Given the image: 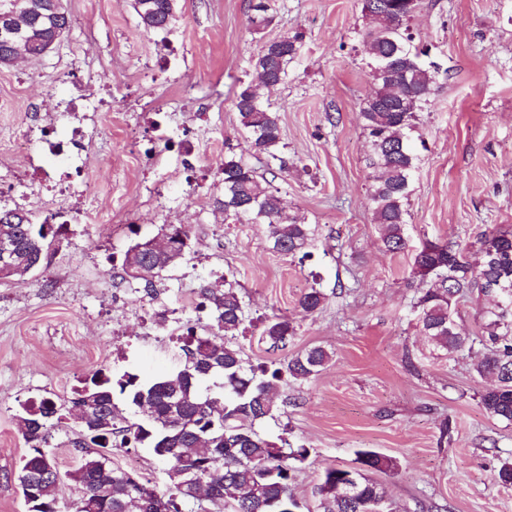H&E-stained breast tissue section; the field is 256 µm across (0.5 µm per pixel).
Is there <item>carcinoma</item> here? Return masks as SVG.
I'll return each instance as SVG.
<instances>
[{
	"instance_id": "carcinoma-1",
	"label": "carcinoma",
	"mask_w": 512,
	"mask_h": 512,
	"mask_svg": "<svg viewBox=\"0 0 512 512\" xmlns=\"http://www.w3.org/2000/svg\"><path fill=\"white\" fill-rule=\"evenodd\" d=\"M134 10L144 29L158 32L169 27L177 0H134ZM421 0H362V12L370 26L355 32L369 53L368 78L373 91L363 99L359 112L369 144L372 169L370 201L374 220L381 228L382 249L399 253L408 247L406 203L416 169L412 147L418 114L429 110L440 77L439 67L428 60L429 50L417 46L409 22ZM279 0H249L248 28L260 33L274 22ZM21 23L17 37H0V66L18 59L40 58L49 45L70 29L65 0H0V29ZM302 46L295 33L266 42L251 59L253 78L234 89V106L242 134L253 156L274 161L288 172V158L281 152V128L277 112L264 91L288 83L289 65ZM214 205L230 224H265L272 249L295 255L309 244L311 225L302 215L286 214L279 191L270 189L256 168L242 156L228 154L220 171ZM57 233L49 220L35 225L0 224V240L13 243L8 262L18 270H36L46 256L48 237ZM159 235L169 239L173 254L159 255L148 249L149 240L131 244L121 267L147 293L154 291L161 273L179 263L191 249L188 230L162 225ZM495 242L481 250L474 266L454 241L425 240L416 249L414 269L426 284L417 301L420 332L453 354L464 350L470 338L457 330L455 305L476 288L493 298L482 324V359L476 366L481 376L495 378L496 385L480 396L486 413L512 421V228L497 227L482 235L480 243ZM201 307L210 310L214 324L187 326L181 350L184 363L177 369L143 383L135 373L112 379L96 375L75 390L66 408L49 397L22 404L23 437L29 453L18 469L17 481L27 512H57L52 472L58 470L47 448L52 428L71 420L80 409L86 422L76 424L72 448L80 462L68 478L74 483L73 512H191L197 497L180 486L178 468L191 467L211 486L208 500L217 512H287L301 509L290 492L297 464L309 456L303 445L279 447L253 428L257 421L274 416L271 388L282 372L295 380L318 374L331 360L322 346L293 355L286 369H268L246 363L241 352L224 336L238 331L246 320L245 306L228 281L201 289ZM326 301L317 288L303 292L298 307L305 314L320 310ZM261 336L274 347H285L296 336L288 316L262 321ZM136 409V421L122 418L114 393ZM124 448L151 449L167 468V482L160 489L112 465L114 444ZM361 468L327 469L313 495L319 512H388L384 489L365 476V471L387 472L396 464L373 450L358 453Z\"/></svg>"
}]
</instances>
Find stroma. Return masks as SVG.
<instances>
[{"label":"stroma","instance_id":"obj_1","mask_svg":"<svg viewBox=\"0 0 512 512\" xmlns=\"http://www.w3.org/2000/svg\"><path fill=\"white\" fill-rule=\"evenodd\" d=\"M71 27L46 55L0 67V191L24 188L34 221L67 215L41 266L24 282L0 281V512H26L13 474L28 452L21 405L47 396L68 402L101 369L150 380L184 355L165 331L172 315L209 323L194 301L201 285L225 276L249 318L234 336L243 358L283 367L320 345L331 361L315 377H284L275 418L255 423L268 440L286 438L310 454L292 492L305 512L326 468H354L374 450L395 470L372 473L393 512H512V486L495 482L512 461V422L487 414L480 395L491 379L475 367L489 297L473 291L455 308L471 349L448 354L419 331L413 304L425 285L413 268L422 239L457 242L480 259L482 232L512 227V0H424L412 22L442 77L429 112L407 202L410 248L381 249L368 196V146L359 118L371 85L353 42L367 20L361 0H284L275 23L247 25L248 0H178L167 30L148 33L133 0H67ZM302 33L286 85L269 95L287 146V172L258 164L290 212L314 229L311 255L272 251L264 224H228L216 211L225 151H246L232 98L263 43ZM99 103L89 126L96 142L80 196L47 199L23 180L19 134L49 127L68 143L48 99ZM194 146L193 170L182 142ZM165 224L191 236L185 259L155 292L136 291L119 259L135 239ZM323 290L314 314L301 293ZM285 315L297 334L283 350L260 335V319ZM114 464L165 485L146 448H116Z\"/></svg>","mask_w":512,"mask_h":512}]
</instances>
